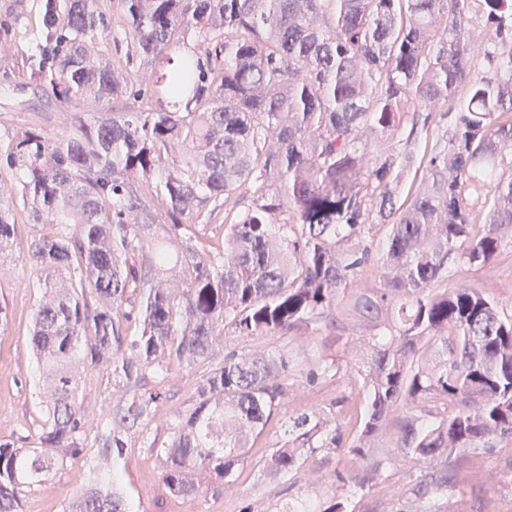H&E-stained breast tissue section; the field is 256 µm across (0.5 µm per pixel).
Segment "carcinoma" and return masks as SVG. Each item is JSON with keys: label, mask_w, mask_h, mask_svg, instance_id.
Here are the masks:
<instances>
[{"label": "carcinoma", "mask_w": 512, "mask_h": 512, "mask_svg": "<svg viewBox=\"0 0 512 512\" xmlns=\"http://www.w3.org/2000/svg\"><path fill=\"white\" fill-rule=\"evenodd\" d=\"M96 2L45 0L27 56L35 83L82 100L88 118L57 139L0 135L14 178L0 264L20 205L42 292L30 331L39 446L0 442V512H19L21 493L63 466L56 448L99 460L66 512H138L120 489L124 437L166 398L175 361L205 370L169 440L147 445L170 494L199 496V469L233 485L288 377L343 373L362 395L349 453L363 474L339 478L320 506L289 496L312 453L343 445L337 402L296 412L265 460L263 477L281 483L275 512H347L400 459L424 474L409 512H448L453 474L433 463L512 442V298L453 280L512 243V175L499 171L512 147V0H478L495 24L481 40L461 25L473 0H119L121 38ZM123 40L150 87L112 64ZM162 61L172 67L159 74ZM460 90L466 107L433 112ZM130 95L145 106L99 115ZM431 124L423 180L401 202ZM369 264L374 280L349 288ZM328 324L352 349L344 364L293 346ZM271 333L288 349L226 344ZM85 368L106 369L120 392L93 435Z\"/></svg>", "instance_id": "obj_1"}]
</instances>
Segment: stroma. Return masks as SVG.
Listing matches in <instances>:
<instances>
[{
    "label": "stroma",
    "instance_id": "obj_1",
    "mask_svg": "<svg viewBox=\"0 0 512 512\" xmlns=\"http://www.w3.org/2000/svg\"><path fill=\"white\" fill-rule=\"evenodd\" d=\"M42 0H0V133L19 128L38 127L50 137L66 135L73 120L82 116L81 102L62 103L50 93L35 89L23 70V59L32 40L41 31ZM18 235L11 258L0 265V301L5 302L7 331L0 335V440L14 441L35 435L33 378L37 371L32 356L29 329L41 291L34 287L31 260L27 253L30 227L24 211L15 213ZM458 281L484 289L486 293L512 295V248H505L488 267L460 264ZM200 369L182 364L173 367L166 381L167 398L143 425L139 434L129 435L127 450L121 461L123 481L139 505V512H181L182 501L170 496L161 480V463L144 447L145 439L165 441L169 425L177 411L191 404ZM346 404L337 424L345 440L359 432L358 393L346 378L332 377L313 385L297 375L290 381V394L280 415L288 417L304 406H325L337 398ZM281 435L278 421L271 422L265 432L254 437L247 463L237 475V493L219 491L216 495L196 499L198 512H241L256 497L274 496L277 481L257 484L258 470L272 443ZM93 461L82 457L65 459L60 470L39 486L25 492L20 512H64L69 500L80 489L71 482L77 470L90 471ZM354 468L346 449L334 457L315 454L294 477L293 492L315 497L334 482L336 474H349ZM417 480L409 464L399 462L387 469L372 487L351 498V512H396L411 495ZM448 505L453 512H512V443L504 441L470 456L468 464L456 470L448 485Z\"/></svg>",
    "mask_w": 512,
    "mask_h": 512
}]
</instances>
